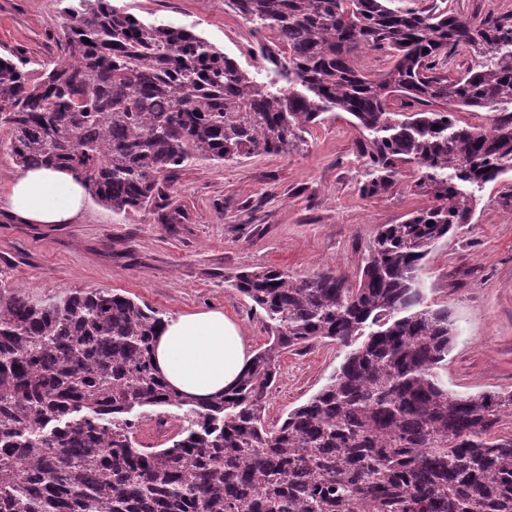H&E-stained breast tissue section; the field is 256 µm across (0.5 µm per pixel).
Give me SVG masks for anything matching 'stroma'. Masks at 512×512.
<instances>
[{"mask_svg":"<svg viewBox=\"0 0 512 512\" xmlns=\"http://www.w3.org/2000/svg\"><path fill=\"white\" fill-rule=\"evenodd\" d=\"M145 21L185 28L237 60L262 84L280 76L256 54L275 43L254 32L228 0H115ZM400 8L433 5L480 20L512 19V0H391ZM59 0H0V56L38 64L62 59ZM360 132L344 112L312 125L305 144L283 156L185 167L166 200L115 213L88 201L71 224H19L0 211V289L32 301L77 290L120 293L172 317L221 309L241 325L251 351L268 342L265 320L232 288L229 277L273 268L296 277L331 269L358 273L377 228L428 206L403 170L391 192L367 197ZM471 223L455 228L427 256L422 271L429 303L448 307L454 341L448 388L459 393L512 390V173L478 194ZM180 213V223H167ZM343 348L319 342L281 356L264 415L274 423L321 389Z\"/></svg>","mask_w":512,"mask_h":512,"instance_id":"1","label":"stroma"}]
</instances>
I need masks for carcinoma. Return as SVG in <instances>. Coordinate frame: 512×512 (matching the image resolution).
<instances>
[{
	"instance_id": "obj_1",
	"label": "carcinoma",
	"mask_w": 512,
	"mask_h": 512,
	"mask_svg": "<svg viewBox=\"0 0 512 512\" xmlns=\"http://www.w3.org/2000/svg\"><path fill=\"white\" fill-rule=\"evenodd\" d=\"M67 2L68 61L35 76L0 57V131L21 167L66 168L123 212L191 164L289 154L341 111L362 133V194L389 192L410 165L432 204L382 225L353 281L239 273L233 288L271 341L204 404L157 370L156 309L98 289L38 304L1 289L0 512H512V390H448L451 316L419 276L430 249L470 223L477 192L512 172V21L388 0H230L286 48V86L274 88L185 28L112 0ZM459 46L478 61L450 78ZM363 49L392 65L364 73ZM392 98L413 110H389ZM458 110L499 116L473 126ZM316 339L348 348L343 362L266 424L280 355ZM173 409L183 423L143 443L142 420L166 424Z\"/></svg>"
}]
</instances>
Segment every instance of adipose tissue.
Segmentation results:
<instances>
[{
    "mask_svg": "<svg viewBox=\"0 0 512 512\" xmlns=\"http://www.w3.org/2000/svg\"><path fill=\"white\" fill-rule=\"evenodd\" d=\"M84 187L67 170L20 172L0 198V210L24 224L73 223L84 209ZM252 355L239 323L220 309L182 313L165 320L154 361L165 381L198 403L224 394L239 381Z\"/></svg>",
    "mask_w": 512,
    "mask_h": 512,
    "instance_id": "1",
    "label": "adipose tissue"
}]
</instances>
